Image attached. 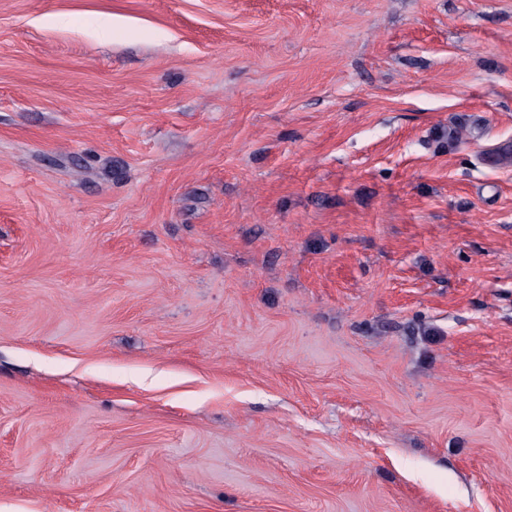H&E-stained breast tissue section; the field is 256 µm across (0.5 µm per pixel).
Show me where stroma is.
<instances>
[{
  "label": "stroma",
  "instance_id": "stroma-1",
  "mask_svg": "<svg viewBox=\"0 0 512 512\" xmlns=\"http://www.w3.org/2000/svg\"><path fill=\"white\" fill-rule=\"evenodd\" d=\"M0 512H512V0H0Z\"/></svg>",
  "mask_w": 512,
  "mask_h": 512
}]
</instances>
